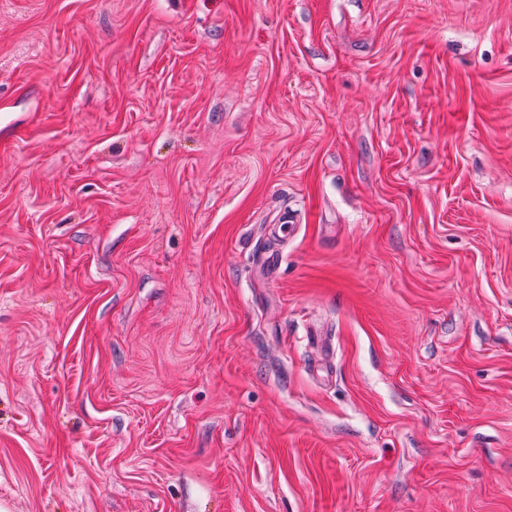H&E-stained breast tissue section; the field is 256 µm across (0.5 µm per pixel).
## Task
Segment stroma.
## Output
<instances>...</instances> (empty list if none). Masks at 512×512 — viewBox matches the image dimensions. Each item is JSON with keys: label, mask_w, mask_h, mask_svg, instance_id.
<instances>
[{"label": "stroma", "mask_w": 512, "mask_h": 512, "mask_svg": "<svg viewBox=\"0 0 512 512\" xmlns=\"http://www.w3.org/2000/svg\"><path fill=\"white\" fill-rule=\"evenodd\" d=\"M0 507L512 512V0H0Z\"/></svg>", "instance_id": "1"}]
</instances>
